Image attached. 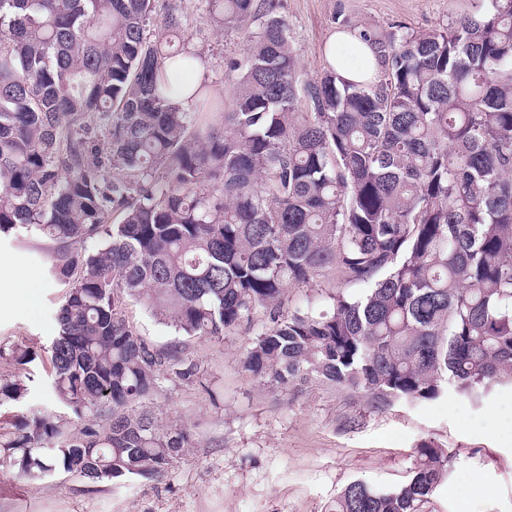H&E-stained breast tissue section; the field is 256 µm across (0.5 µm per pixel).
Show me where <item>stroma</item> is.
<instances>
[{"instance_id": "stroma-1", "label": "stroma", "mask_w": 512, "mask_h": 512, "mask_svg": "<svg viewBox=\"0 0 512 512\" xmlns=\"http://www.w3.org/2000/svg\"><path fill=\"white\" fill-rule=\"evenodd\" d=\"M483 0H281L300 78L319 79L337 19L354 28L415 30L445 26ZM181 38L204 64L212 95L231 101L238 73L225 59L242 54L248 23L213 20L199 0H180ZM50 243L19 227L0 235V343L40 350L28 368L23 398L0 404V419L52 411L66 433L79 425L50 388L47 348L58 330L64 285L47 274ZM129 322L156 347L176 338L138 300ZM254 338L239 331L223 340H193L189 354L201 383H166L153 408L165 422L190 429L193 446L157 481L93 484L62 471L38 479L0 465V512H326L337 494L360 480L378 488L404 484L415 446L430 439L448 449L452 465L427 512H512V386H496L478 401L451 394L421 405L370 410L363 395L307 384L283 394L241 367Z\"/></svg>"}]
</instances>
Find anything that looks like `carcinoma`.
<instances>
[{
    "label": "carcinoma",
    "mask_w": 512,
    "mask_h": 512,
    "mask_svg": "<svg viewBox=\"0 0 512 512\" xmlns=\"http://www.w3.org/2000/svg\"><path fill=\"white\" fill-rule=\"evenodd\" d=\"M204 7L254 24L225 62L229 112L187 80L202 58L173 4L152 40L151 0H0V233L53 244L68 289L51 388L84 422L61 446L47 411L1 422L0 462L24 476L157 478L191 447L143 403L199 367L130 325L131 298L188 338L257 328L243 367L282 391L317 382L385 410L512 386V0L445 28L354 30L380 66L362 82L300 81L279 0ZM329 273L328 309H285ZM35 357L0 345L16 370L0 403ZM416 455L401 487L354 481L329 512H424L450 455Z\"/></svg>",
    "instance_id": "carcinoma-1"
}]
</instances>
